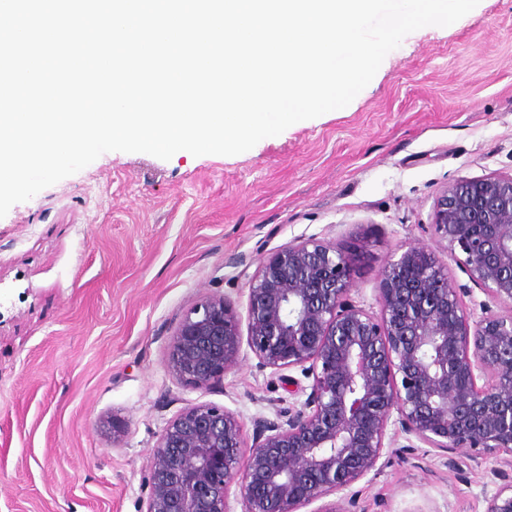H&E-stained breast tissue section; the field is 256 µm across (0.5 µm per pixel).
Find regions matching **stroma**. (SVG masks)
Listing matches in <instances>:
<instances>
[{
    "mask_svg": "<svg viewBox=\"0 0 512 512\" xmlns=\"http://www.w3.org/2000/svg\"><path fill=\"white\" fill-rule=\"evenodd\" d=\"M512 173V0L407 35L346 107L237 155L111 151L0 218V512H143L144 467L190 404L253 420L296 404L250 350L222 385L179 383L167 348L206 295L245 311L261 258L290 242L366 254L351 298L432 244L452 183ZM116 422L113 447L106 422ZM512 456L394 441L344 512H486Z\"/></svg>",
    "mask_w": 512,
    "mask_h": 512,
    "instance_id": "obj_1",
    "label": "stroma"
}]
</instances>
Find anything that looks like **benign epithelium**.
I'll list each match as a JSON object with an SVG mask.
<instances>
[{"mask_svg":"<svg viewBox=\"0 0 512 512\" xmlns=\"http://www.w3.org/2000/svg\"><path fill=\"white\" fill-rule=\"evenodd\" d=\"M435 246L408 245L378 273V313L350 299L358 249L296 241L267 253L251 277L247 333L234 303L205 296L167 349L180 382L221 385L248 347L259 366L312 379L295 410L254 419L252 443L226 408H184L163 429L144 470L145 512H344L343 493L367 476L393 436L444 452L512 454V313L471 312L442 255L458 252L474 285L512 306V174L446 186L430 224ZM483 383H478V380ZM486 512H512V480Z\"/></svg>","mask_w":512,"mask_h":512,"instance_id":"benign-epithelium-1","label":"benign epithelium"}]
</instances>
